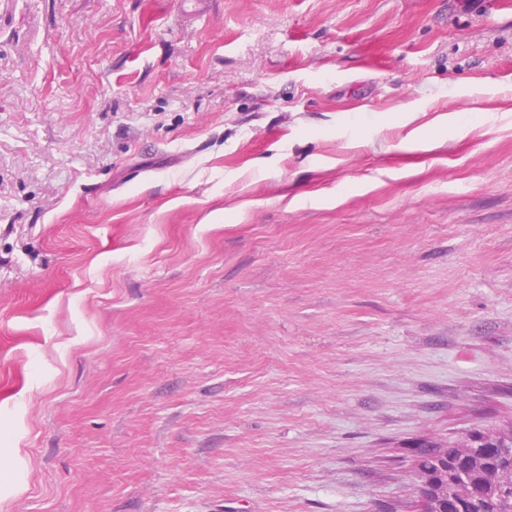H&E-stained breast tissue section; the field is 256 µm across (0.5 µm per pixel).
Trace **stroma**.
<instances>
[{"label":"stroma","instance_id":"1","mask_svg":"<svg viewBox=\"0 0 512 512\" xmlns=\"http://www.w3.org/2000/svg\"><path fill=\"white\" fill-rule=\"evenodd\" d=\"M512 429V0H0V512H419Z\"/></svg>","mask_w":512,"mask_h":512}]
</instances>
